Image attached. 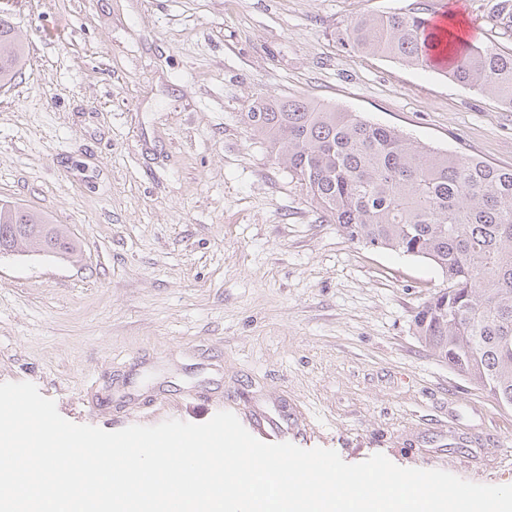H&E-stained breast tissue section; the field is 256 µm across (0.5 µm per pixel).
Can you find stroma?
I'll list each match as a JSON object with an SVG mask.
<instances>
[{"mask_svg": "<svg viewBox=\"0 0 512 512\" xmlns=\"http://www.w3.org/2000/svg\"><path fill=\"white\" fill-rule=\"evenodd\" d=\"M412 2L0 0L28 46L0 90V201L82 246L0 257V383L107 431L264 413L350 464L512 484V408L415 332L439 270L348 240L243 121L306 98L512 166L494 97L336 38ZM460 2L512 48L495 0Z\"/></svg>", "mask_w": 512, "mask_h": 512, "instance_id": "1", "label": "stroma"}]
</instances>
